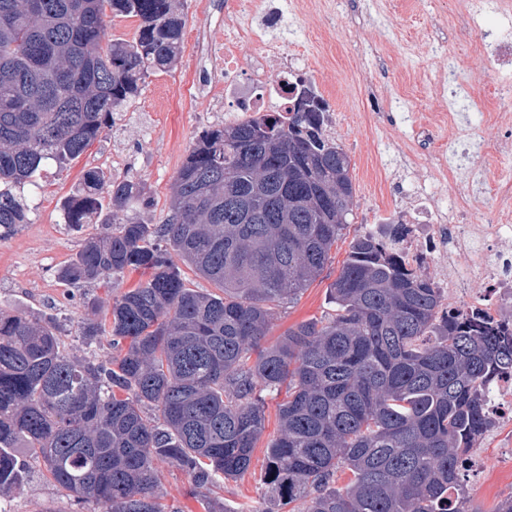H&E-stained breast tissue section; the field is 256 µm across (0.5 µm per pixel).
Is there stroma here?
<instances>
[{
    "instance_id": "obj_1",
    "label": "stroma",
    "mask_w": 512,
    "mask_h": 512,
    "mask_svg": "<svg viewBox=\"0 0 512 512\" xmlns=\"http://www.w3.org/2000/svg\"><path fill=\"white\" fill-rule=\"evenodd\" d=\"M208 8L195 0H176L186 17L183 49L168 72L146 78L135 101L115 112L101 137L65 169L48 167L38 188H24L29 221L0 239V309L35 315L53 321L63 351L73 357L103 358L108 347L88 348L81 336L88 320H102L114 294L135 287L142 272L128 273L118 284H64L58 277L88 239L100 227L86 224L76 229L62 219L65 199L87 170L98 168L122 176L134 173L150 192L151 208L139 216L151 224L162 223L170 198V186L189 148L210 126L223 123V113L213 111L201 90L215 84L213 74L195 50L197 33L219 39L235 23L225 13L222 0H209ZM462 0H316L306 12H288L281 33L310 58L318 85L335 96L338 116L337 144L350 161L355 188L350 223L331 252L322 275L292 304L280 310L272 322L266 343H274L288 328L321 319L330 309L328 288L347 257L351 241L365 233L388 234L400 223L399 200L417 181H425L434 193L449 200L460 195L461 183L442 180L430 167L434 150L444 148L455 131L434 125L437 113L447 111L448 101L436 85L455 73L463 92H481L506 81L473 40L451 39L439 44L431 39L434 28L461 25ZM469 120L479 125L488 139L486 150L474 157L470 168L484 183L475 203L483 224L493 223L498 211H512V198L503 199L494 184L512 176V152L497 149L499 132L486 113L472 112ZM433 128L431 147L415 143L409 124ZM282 395L265 399V430L253 453L248 472L226 480L211 494L195 487L178 467L160 465L157 493L169 512H267L262 476L266 447L278 429V405ZM512 444V425L489 430L475 451L486 466L467 483L473 512H494L498 502L512 495V463L502 450ZM27 480L21 493L1 499L8 512H102L92 501L70 499L47 475L40 460L25 457Z\"/></svg>"
}]
</instances>
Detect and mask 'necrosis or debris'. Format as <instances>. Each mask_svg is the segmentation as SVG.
<instances>
[{
    "mask_svg": "<svg viewBox=\"0 0 512 512\" xmlns=\"http://www.w3.org/2000/svg\"><path fill=\"white\" fill-rule=\"evenodd\" d=\"M225 12L238 24L220 45L202 41L200 54L224 78V91L213 94L212 109L241 120L269 111H287L301 85L315 86L309 65L291 53L277 28L283 17L274 0H224ZM468 202L440 205L429 192H415L405 205V250L411 260H435L448 290L451 310L483 313L512 329V212L494 223L470 221ZM483 298L473 299V285Z\"/></svg>",
    "mask_w": 512,
    "mask_h": 512,
    "instance_id": "necrosis-or-debris-1",
    "label": "necrosis or debris"
}]
</instances>
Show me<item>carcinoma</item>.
<instances>
[{
    "instance_id": "carcinoma-1",
    "label": "carcinoma",
    "mask_w": 512,
    "mask_h": 512,
    "mask_svg": "<svg viewBox=\"0 0 512 512\" xmlns=\"http://www.w3.org/2000/svg\"><path fill=\"white\" fill-rule=\"evenodd\" d=\"M136 18L107 40V15ZM174 0H0V185L64 168L181 54ZM107 47H102V44ZM305 92L288 115L209 129L189 149L163 224L132 173H83L65 223L110 215L60 271L80 284L148 278L83 328L94 362L63 352L51 321L0 311V495L25 485V448L54 482L105 512H164L158 465L199 488L245 474L265 395L286 390L267 445L268 499L289 512H468L461 461L491 428L484 388L512 371V333L450 313L400 243L356 237L329 285L332 313L261 345L275 309L324 271L352 214L346 153ZM28 220L0 189V228ZM179 258L218 292L191 288ZM156 411L158 415L151 416ZM351 473L343 487L338 473Z\"/></svg>"
}]
</instances>
